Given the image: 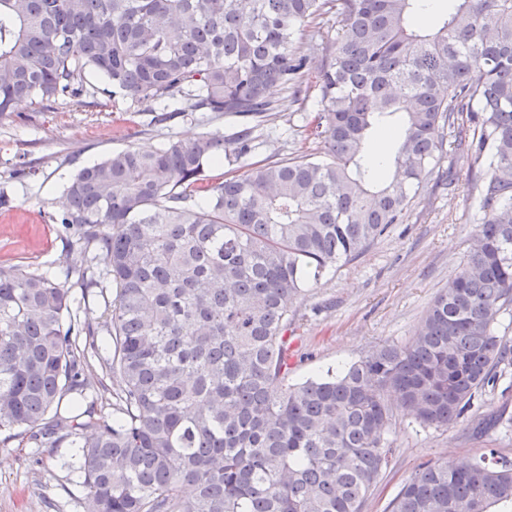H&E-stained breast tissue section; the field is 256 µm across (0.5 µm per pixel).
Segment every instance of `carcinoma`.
<instances>
[{"mask_svg":"<svg viewBox=\"0 0 512 512\" xmlns=\"http://www.w3.org/2000/svg\"><path fill=\"white\" fill-rule=\"evenodd\" d=\"M0 0V118L28 100L84 105L100 88L153 121L211 112L229 137H171L80 169L53 217L115 285L103 327L65 322L69 289L0 266L1 443L80 449L84 512H363L401 409L456 424L512 364L495 332L512 307V0ZM340 24L305 125L323 154L239 166L258 128L303 92L296 32ZM487 171L483 216L413 340L288 384L291 308L310 281L404 220L441 160L439 128ZM396 142L377 182L371 136ZM225 163L223 179L207 175ZM111 338L112 419L54 413L104 386L86 362ZM387 512H512V461L421 465Z\"/></svg>","mask_w":512,"mask_h":512,"instance_id":"cac0c4a2","label":"carcinoma"}]
</instances>
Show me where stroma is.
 <instances>
[{"label": "stroma", "instance_id": "35a3bbf8", "mask_svg": "<svg viewBox=\"0 0 512 512\" xmlns=\"http://www.w3.org/2000/svg\"><path fill=\"white\" fill-rule=\"evenodd\" d=\"M336 28L331 15L297 33L296 44L310 59L307 98L302 106L286 107L262 130L257 159L296 154L300 126L319 109L318 75ZM150 119V113L131 111L128 101L106 93L98 105L77 110L61 101L54 111L41 112L25 101L0 118V193L10 199L0 206V262L63 274L71 258L60 238L61 225L49 216L83 166L129 147L157 149L172 136L193 140L231 131L229 122L206 112H188L162 126L151 125ZM438 139L442 159L403 223L392 225L352 261L327 270L294 304L290 333L303 337L304 344L289 382L342 370L379 346L407 344L455 276L476 230L475 184L484 173L453 149L448 129L439 130ZM502 408L512 416V367L476 396L454 426L424 427L396 412L388 433L392 454L363 512H385L422 463L477 457L492 448L512 459V424L482 435L472 430L474 421ZM76 462L74 449L65 444L0 445V512H83Z\"/></svg>", "mask_w": 512, "mask_h": 512}]
</instances>
